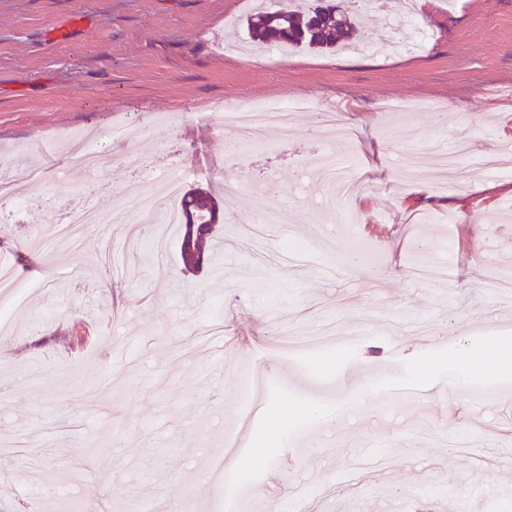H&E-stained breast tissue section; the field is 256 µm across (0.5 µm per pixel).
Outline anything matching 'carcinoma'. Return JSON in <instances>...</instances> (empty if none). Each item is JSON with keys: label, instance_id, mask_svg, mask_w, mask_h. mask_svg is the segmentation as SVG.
Here are the masks:
<instances>
[{"label": "carcinoma", "instance_id": "1", "mask_svg": "<svg viewBox=\"0 0 512 512\" xmlns=\"http://www.w3.org/2000/svg\"><path fill=\"white\" fill-rule=\"evenodd\" d=\"M247 28L253 40L265 45L288 43L295 48L316 50L336 49L350 38L354 30L350 16L337 12L336 5L332 3L317 4L305 11L260 10L248 19ZM194 194L191 189L180 200L181 224H187L189 214H194L200 234L196 249L205 252L215 231L211 214L216 211L217 203L210 194L197 202ZM195 202L199 207L187 209Z\"/></svg>", "mask_w": 512, "mask_h": 512}]
</instances>
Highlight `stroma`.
Segmentation results:
<instances>
[{
  "label": "stroma",
  "mask_w": 512,
  "mask_h": 512,
  "mask_svg": "<svg viewBox=\"0 0 512 512\" xmlns=\"http://www.w3.org/2000/svg\"><path fill=\"white\" fill-rule=\"evenodd\" d=\"M436 2L425 48L394 55L402 25L374 16L351 49H253V0H0V175L40 171L27 209L0 201V262L35 286L0 333V512H67L46 487L76 476L81 498L120 512L181 500L218 454L250 512H271L255 490L268 474L278 512L296 499L301 512H512V373L448 360L452 346L512 344V290L493 287L512 275V174L446 187L397 163L463 130L476 157L512 145V0ZM299 99L312 109L289 135L267 127L265 150L229 157L226 103ZM329 104L370 186L339 230L298 186L331 143L316 115ZM76 137L112 156L95 184L68 171ZM167 178L218 199L214 262L185 271L180 229L152 224L168 252L113 271L106 249L138 211L125 224L112 211L131 187L153 201ZM265 178L255 200L244 186ZM84 203L103 222L74 247L59 214ZM323 327L325 347L279 352L290 330ZM262 360L288 384L267 388L244 455L225 453ZM459 378L456 409L398 392ZM302 401L345 418L322 428Z\"/></svg>",
  "instance_id": "1"
}]
</instances>
